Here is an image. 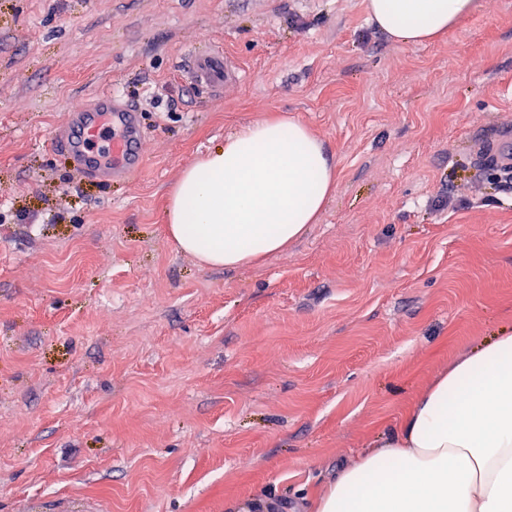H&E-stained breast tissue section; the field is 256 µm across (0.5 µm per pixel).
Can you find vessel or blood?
Instances as JSON below:
<instances>
[{
	"label": "vessel or blood",
	"mask_w": 512,
	"mask_h": 512,
	"mask_svg": "<svg viewBox=\"0 0 512 512\" xmlns=\"http://www.w3.org/2000/svg\"><path fill=\"white\" fill-rule=\"evenodd\" d=\"M180 68L192 83L213 91L244 76L229 58L205 42L188 51ZM138 112V106L121 104L118 93H103L91 106L67 113L52 147L68 155L83 178L110 181L128 177L143 163Z\"/></svg>",
	"instance_id": "obj_1"
}]
</instances>
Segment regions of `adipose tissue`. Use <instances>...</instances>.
<instances>
[{
    "label": "adipose tissue",
    "mask_w": 512,
    "mask_h": 512,
    "mask_svg": "<svg viewBox=\"0 0 512 512\" xmlns=\"http://www.w3.org/2000/svg\"><path fill=\"white\" fill-rule=\"evenodd\" d=\"M480 0H367L394 43L446 35ZM337 163L295 120H258L184 168L166 210L178 247L237 269L300 240ZM316 512H512V331L449 361L393 428L323 489Z\"/></svg>",
    "instance_id": "obj_1"
}]
</instances>
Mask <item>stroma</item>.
Segmentation results:
<instances>
[{
  "label": "stroma",
  "instance_id": "stroma-1",
  "mask_svg": "<svg viewBox=\"0 0 512 512\" xmlns=\"http://www.w3.org/2000/svg\"><path fill=\"white\" fill-rule=\"evenodd\" d=\"M245 72L214 92L177 58ZM145 161L80 179L50 143L110 89ZM337 161L286 252L206 268L168 238L181 171L247 124ZM512 0L392 42L366 0H0V512H313L455 356L512 326Z\"/></svg>",
  "mask_w": 512,
  "mask_h": 512
}]
</instances>
